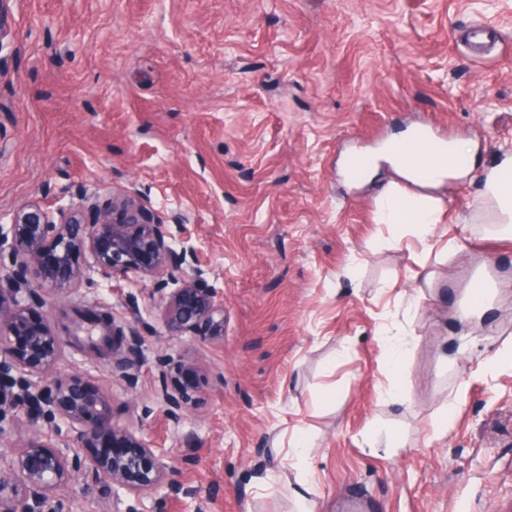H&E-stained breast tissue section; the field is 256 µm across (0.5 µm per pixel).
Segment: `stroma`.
I'll use <instances>...</instances> for the list:
<instances>
[{"label":"stroma","instance_id":"stroma-1","mask_svg":"<svg viewBox=\"0 0 512 512\" xmlns=\"http://www.w3.org/2000/svg\"><path fill=\"white\" fill-rule=\"evenodd\" d=\"M0 40V225L21 206L121 194L184 218L189 265L224 297V339L166 336L152 279L134 319L100 278L36 320L111 308L113 350L139 335L135 383L77 348L62 372L111 397L114 426L173 458L207 512H506L512 506V239L484 170L512 152V0H10ZM462 139L477 165L434 192L421 238L375 221L351 157L407 130ZM494 303L455 360L478 263ZM411 337L399 376L380 332ZM200 368L181 422L159 373ZM397 397H388L389 388ZM448 434L433 439L440 422ZM309 443L298 462L291 444ZM73 512H193L192 496L58 491Z\"/></svg>","mask_w":512,"mask_h":512}]
</instances>
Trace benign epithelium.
<instances>
[{
  "label": "benign epithelium",
  "instance_id": "1",
  "mask_svg": "<svg viewBox=\"0 0 512 512\" xmlns=\"http://www.w3.org/2000/svg\"><path fill=\"white\" fill-rule=\"evenodd\" d=\"M128 221L114 224L106 211L93 220L82 211L59 209L52 214L36 204L19 208L12 224L0 225V255L8 253L15 270L0 277V425L23 417L32 422L50 416L52 431L32 433L13 449L11 472H0V512H62L55 493L73 482L77 473L138 498L146 493L180 488L169 479L171 467L161 449L139 431L118 429L109 414L110 395L81 373L60 375L66 341L50 321L29 329L35 307L44 306L43 293L70 296L90 281V273L110 282L136 284L152 279L159 287H174L161 296L162 326L169 336L224 339V298L202 278L201 271H182L190 249L176 248L174 225L144 219L145 207L133 196L120 197ZM112 317L97 314L90 326L102 335L86 337L92 353L104 357L112 346ZM138 336L130 355L112 359V370L126 376L139 366ZM192 365L179 364L173 374L162 373L158 397L167 418L178 423L193 402L196 381H183ZM25 376L18 383L14 374ZM106 436L121 451L94 452Z\"/></svg>",
  "mask_w": 512,
  "mask_h": 512
}]
</instances>
